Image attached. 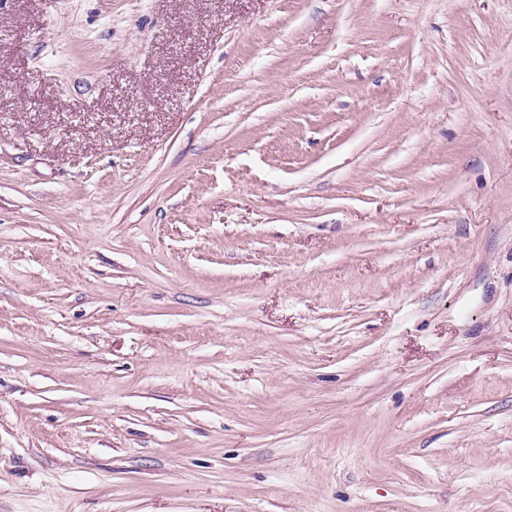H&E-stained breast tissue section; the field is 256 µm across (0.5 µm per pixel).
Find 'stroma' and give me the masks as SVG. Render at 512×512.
I'll return each mask as SVG.
<instances>
[{
	"label": "stroma",
	"mask_w": 512,
	"mask_h": 512,
	"mask_svg": "<svg viewBox=\"0 0 512 512\" xmlns=\"http://www.w3.org/2000/svg\"><path fill=\"white\" fill-rule=\"evenodd\" d=\"M0 512H512V0H0Z\"/></svg>",
	"instance_id": "35a3bbf8"
}]
</instances>
